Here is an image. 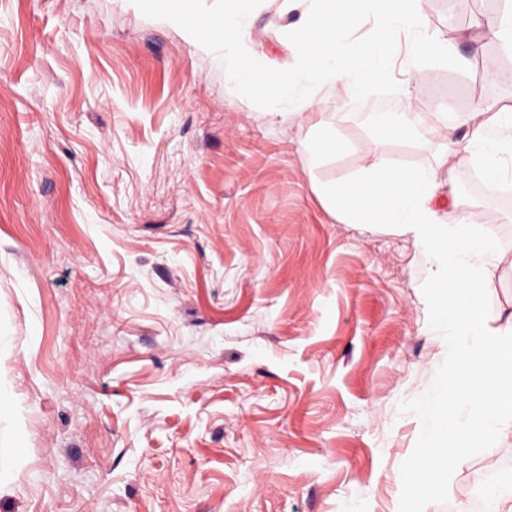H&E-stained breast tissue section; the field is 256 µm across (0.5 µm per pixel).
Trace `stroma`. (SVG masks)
<instances>
[{"label": "stroma", "mask_w": 512, "mask_h": 512, "mask_svg": "<svg viewBox=\"0 0 512 512\" xmlns=\"http://www.w3.org/2000/svg\"><path fill=\"white\" fill-rule=\"evenodd\" d=\"M308 11L262 0L249 50L292 67ZM420 16L466 71L410 68L401 39L400 93L357 104L328 81L297 116L132 0H0V512H398L421 431L399 405L447 352L429 266L324 186L435 168L443 220L475 210L500 242L487 328L512 316V208L465 192L439 132L447 110L512 106V76L481 72L486 29L457 39L439 0ZM382 106L422 113L426 140L354 117ZM322 128L342 148L312 168ZM492 472L512 477V437L425 512H474Z\"/></svg>", "instance_id": "1"}]
</instances>
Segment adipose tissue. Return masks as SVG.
Here are the masks:
<instances>
[{
	"label": "adipose tissue",
	"instance_id": "obj_1",
	"mask_svg": "<svg viewBox=\"0 0 512 512\" xmlns=\"http://www.w3.org/2000/svg\"><path fill=\"white\" fill-rule=\"evenodd\" d=\"M361 120L380 134L415 138L425 132L423 121L415 112H364ZM442 126L448 131L467 127L466 143L448 140L446 156L453 169L479 170L487 183H505L512 173V108L491 101L474 111L445 114Z\"/></svg>",
	"mask_w": 512,
	"mask_h": 512
}]
</instances>
